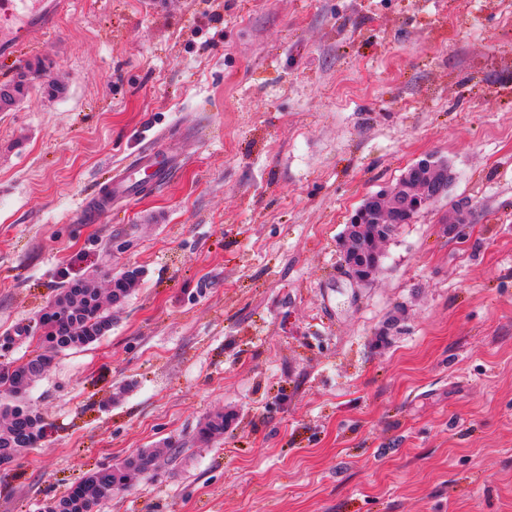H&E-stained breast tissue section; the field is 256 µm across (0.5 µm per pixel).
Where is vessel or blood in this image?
I'll list each match as a JSON object with an SVG mask.
<instances>
[{"mask_svg": "<svg viewBox=\"0 0 512 512\" xmlns=\"http://www.w3.org/2000/svg\"><path fill=\"white\" fill-rule=\"evenodd\" d=\"M67 4L68 0H0V15L9 19L8 25L0 27V54L10 56L22 47L52 38L56 20ZM175 162V154L165 150L120 169L100 196L97 214H106L114 203L139 194L144 182L161 180Z\"/></svg>", "mask_w": 512, "mask_h": 512, "instance_id": "1", "label": "vessel or blood"}]
</instances>
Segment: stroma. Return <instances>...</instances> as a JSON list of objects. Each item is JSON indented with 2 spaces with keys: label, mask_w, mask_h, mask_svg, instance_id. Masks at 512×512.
Returning <instances> with one entry per match:
<instances>
[{
  "label": "stroma",
  "mask_w": 512,
  "mask_h": 512,
  "mask_svg": "<svg viewBox=\"0 0 512 512\" xmlns=\"http://www.w3.org/2000/svg\"><path fill=\"white\" fill-rule=\"evenodd\" d=\"M72 2L0 57L50 67L0 111V363L70 281L140 277L30 391L49 434L0 512L145 450L100 512H512V0ZM171 144L164 183L90 211ZM430 155L447 200L353 287L351 215Z\"/></svg>",
  "instance_id": "35a3bbf8"
}]
</instances>
